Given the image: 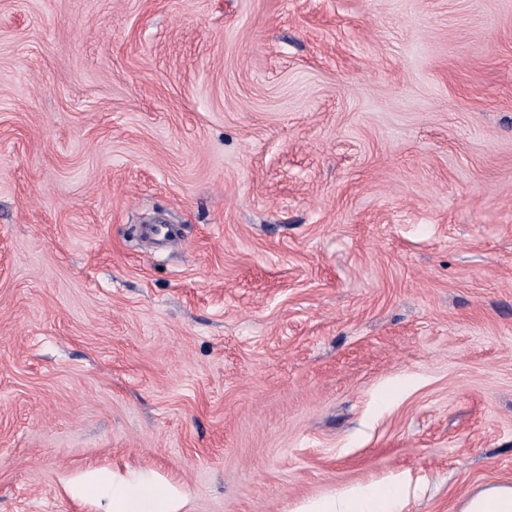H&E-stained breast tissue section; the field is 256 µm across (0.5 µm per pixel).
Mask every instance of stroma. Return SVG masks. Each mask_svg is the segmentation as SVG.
<instances>
[{
    "label": "stroma",
    "instance_id": "obj_1",
    "mask_svg": "<svg viewBox=\"0 0 512 512\" xmlns=\"http://www.w3.org/2000/svg\"><path fill=\"white\" fill-rule=\"evenodd\" d=\"M130 467L512 484V0H0V512Z\"/></svg>",
    "mask_w": 512,
    "mask_h": 512
}]
</instances>
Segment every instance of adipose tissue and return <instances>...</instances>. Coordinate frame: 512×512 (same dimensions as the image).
<instances>
[{"instance_id": "ef3b65f1", "label": "adipose tissue", "mask_w": 512, "mask_h": 512, "mask_svg": "<svg viewBox=\"0 0 512 512\" xmlns=\"http://www.w3.org/2000/svg\"><path fill=\"white\" fill-rule=\"evenodd\" d=\"M82 490L98 499L103 512H181L184 505L177 487L141 469L122 474L89 471ZM409 493L408 484L396 480L384 487L368 485L339 495L311 498L298 512H401Z\"/></svg>"}]
</instances>
